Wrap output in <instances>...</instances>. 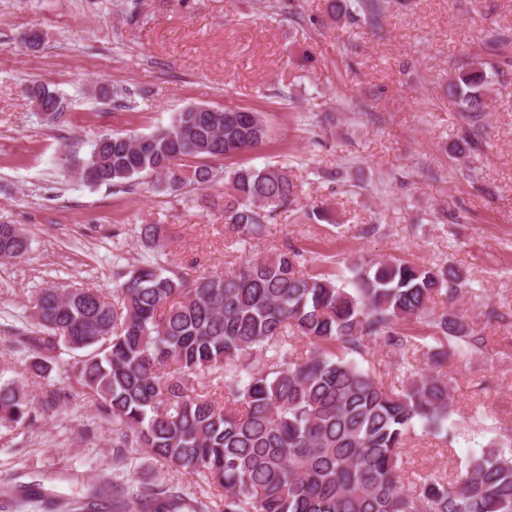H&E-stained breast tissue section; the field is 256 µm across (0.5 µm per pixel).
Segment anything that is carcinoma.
Masks as SVG:
<instances>
[{
  "label": "carcinoma",
  "instance_id": "obj_1",
  "mask_svg": "<svg viewBox=\"0 0 512 512\" xmlns=\"http://www.w3.org/2000/svg\"><path fill=\"white\" fill-rule=\"evenodd\" d=\"M348 17L378 25L380 0H346ZM484 64L457 75L448 96L465 111H484ZM31 96L45 107L62 101L47 84ZM263 113L187 107L149 135H103L75 168L93 186L117 193L146 177L175 189L228 184L224 221L247 241L296 200L284 168L212 165L266 139ZM149 250L164 248L157 224H144ZM29 240L0 224V259L23 256ZM303 251L285 245L246 261L230 274L189 276L159 262L132 265L105 294L96 288L51 286L31 307L34 335L19 345L32 369H49L60 348L83 355L76 382L112 417V446L145 448L180 473L200 474L211 501L188 506L167 485L119 487L115 512H512V432L467 456L464 473L405 482L403 454L415 428L452 441L451 379L407 362L421 353L441 366L468 361L486 338L453 312L434 313L461 292L453 265L418 266L399 259L349 260L350 280L311 270ZM433 316V343L404 336V322ZM300 338L306 349L294 347ZM379 341L403 361V380L390 388L358 359ZM262 355V366L256 356ZM224 374L222 405L200 385ZM31 417L17 381H0V426ZM49 512H99L100 493L77 501L49 500Z\"/></svg>",
  "mask_w": 512,
  "mask_h": 512
}]
</instances>
